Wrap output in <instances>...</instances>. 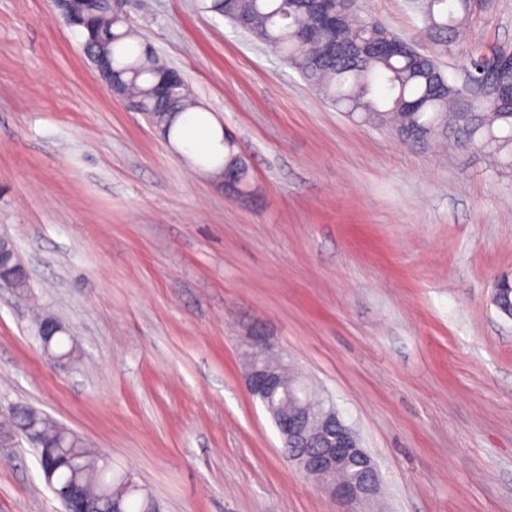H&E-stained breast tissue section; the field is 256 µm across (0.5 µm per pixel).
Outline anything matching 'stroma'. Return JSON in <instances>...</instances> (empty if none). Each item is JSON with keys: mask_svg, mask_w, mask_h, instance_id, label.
<instances>
[{"mask_svg": "<svg viewBox=\"0 0 512 512\" xmlns=\"http://www.w3.org/2000/svg\"><path fill=\"white\" fill-rule=\"evenodd\" d=\"M358 9L452 74L512 46V0L447 43L411 0ZM125 11L235 140L244 192L113 94L52 0H0V235L29 272L0 288V411L68 426L160 512H512V321L491 302L512 175L352 120L202 0ZM40 308L72 365L44 355ZM257 326L358 431L378 497L341 503L288 459L244 382ZM0 512H63L21 437Z\"/></svg>", "mask_w": 512, "mask_h": 512, "instance_id": "obj_1", "label": "stroma"}]
</instances>
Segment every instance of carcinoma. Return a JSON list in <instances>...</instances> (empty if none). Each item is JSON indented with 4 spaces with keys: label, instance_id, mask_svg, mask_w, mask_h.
I'll return each instance as SVG.
<instances>
[{
    "label": "carcinoma",
    "instance_id": "obj_1",
    "mask_svg": "<svg viewBox=\"0 0 512 512\" xmlns=\"http://www.w3.org/2000/svg\"><path fill=\"white\" fill-rule=\"evenodd\" d=\"M339 23L347 28L339 47L330 46L319 14L307 0H210L208 11L220 15L256 40L271 46L331 106L351 118L385 128L404 143H444L493 159L512 173V64L488 70L487 58L508 51L478 45L470 58L471 79L447 76L437 61L412 45L386 55L383 43L394 33L358 14L355 0H333ZM475 0H425L423 17L439 40L455 37L473 14ZM86 57L108 67L132 100L158 130L172 132L178 117L198 108L188 86L179 81L165 97L155 90L173 68L141 41L119 15L102 12L92 28H81ZM224 168L247 174L234 140L222 139ZM60 482L72 467L91 493L108 487L123 512H144L146 503L132 496L124 480L115 479L100 453L76 440L59 448Z\"/></svg>",
    "mask_w": 512,
    "mask_h": 512
}]
</instances>
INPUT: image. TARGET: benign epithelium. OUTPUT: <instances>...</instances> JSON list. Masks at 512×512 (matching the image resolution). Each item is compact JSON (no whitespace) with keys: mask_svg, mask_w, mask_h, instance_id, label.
Listing matches in <instances>:
<instances>
[{"mask_svg":"<svg viewBox=\"0 0 512 512\" xmlns=\"http://www.w3.org/2000/svg\"><path fill=\"white\" fill-rule=\"evenodd\" d=\"M54 4L66 23L74 26L87 23L85 13L99 0H54ZM0 268V288L19 291L26 268L18 250L0 252ZM63 330L60 321L51 315L36 324L35 336L53 364L69 360L49 346L51 337ZM245 382L250 395L270 413L284 447L288 448V458L296 461L320 488L346 504L377 496L379 476L356 430L341 419L333 405L307 388L291 368L288 356L273 351L261 329L250 336ZM19 434L33 443L43 438L37 422L30 420L15 426L11 434L0 435V447L12 446ZM76 487L77 483L71 481L65 491L57 494L65 512H92Z\"/></svg>","mask_w":512,"mask_h":512,"instance_id":"obj_1","label":"benign epithelium"}]
</instances>
